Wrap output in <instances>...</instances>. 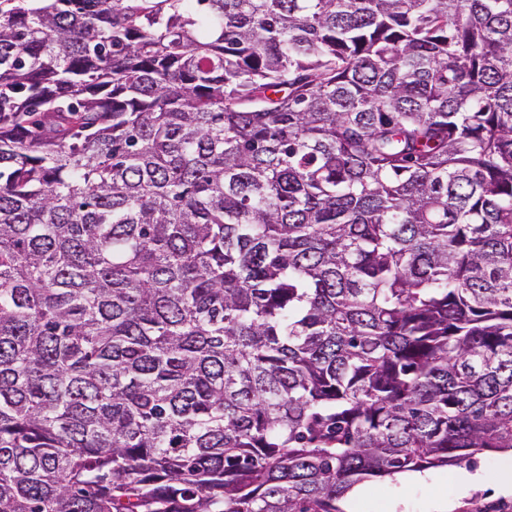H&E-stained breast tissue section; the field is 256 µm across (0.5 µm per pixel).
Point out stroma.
Masks as SVG:
<instances>
[{"label": "stroma", "mask_w": 512, "mask_h": 512, "mask_svg": "<svg viewBox=\"0 0 512 512\" xmlns=\"http://www.w3.org/2000/svg\"><path fill=\"white\" fill-rule=\"evenodd\" d=\"M511 452L485 451L460 468L431 469L393 479L374 478L359 484L355 495L344 499L342 512H512V492H502L496 477ZM482 472L483 484L459 493L460 472Z\"/></svg>", "instance_id": "35a3bbf8"}]
</instances>
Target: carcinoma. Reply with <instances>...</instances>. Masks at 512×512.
<instances>
[{"label": "carcinoma", "mask_w": 512, "mask_h": 512, "mask_svg": "<svg viewBox=\"0 0 512 512\" xmlns=\"http://www.w3.org/2000/svg\"><path fill=\"white\" fill-rule=\"evenodd\" d=\"M512 450V0H0V512H342Z\"/></svg>", "instance_id": "carcinoma-1"}]
</instances>
